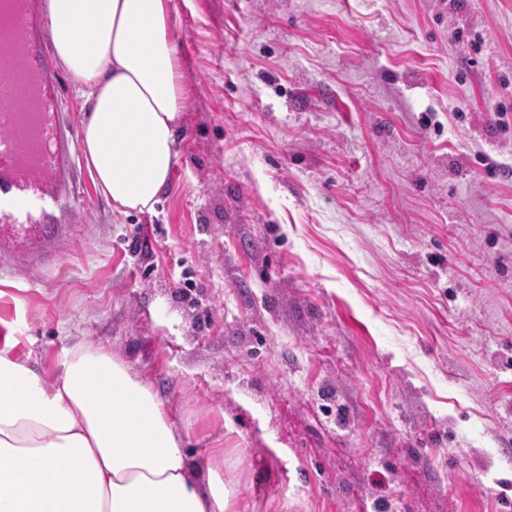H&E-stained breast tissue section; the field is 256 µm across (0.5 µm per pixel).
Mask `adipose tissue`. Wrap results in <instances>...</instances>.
Segmentation results:
<instances>
[{
	"label": "adipose tissue",
	"mask_w": 512,
	"mask_h": 512,
	"mask_svg": "<svg viewBox=\"0 0 512 512\" xmlns=\"http://www.w3.org/2000/svg\"><path fill=\"white\" fill-rule=\"evenodd\" d=\"M54 54L87 112L80 150L122 212L153 211L186 89L171 0H45ZM0 338V512H237L244 449L207 451L130 365L76 342L45 380Z\"/></svg>",
	"instance_id": "obj_1"
}]
</instances>
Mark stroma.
Wrapping results in <instances>:
<instances>
[{
    "mask_svg": "<svg viewBox=\"0 0 512 512\" xmlns=\"http://www.w3.org/2000/svg\"><path fill=\"white\" fill-rule=\"evenodd\" d=\"M151 213L76 155L83 235L0 273L45 378L128 361L237 512H512V0H172Z\"/></svg>",
    "mask_w": 512,
    "mask_h": 512,
    "instance_id": "obj_1",
    "label": "stroma"
}]
</instances>
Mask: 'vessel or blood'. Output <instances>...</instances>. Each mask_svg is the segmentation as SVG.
I'll return each instance as SVG.
<instances>
[{"mask_svg":"<svg viewBox=\"0 0 512 512\" xmlns=\"http://www.w3.org/2000/svg\"><path fill=\"white\" fill-rule=\"evenodd\" d=\"M36 0L12 28L0 29V267L38 272L76 243L81 215L70 186L72 121L34 35ZM69 223H58L60 215Z\"/></svg>","mask_w":512,"mask_h":512,"instance_id":"1","label":"vessel or blood"}]
</instances>
